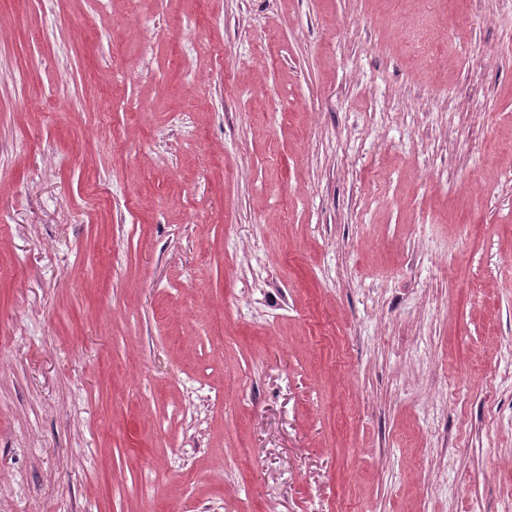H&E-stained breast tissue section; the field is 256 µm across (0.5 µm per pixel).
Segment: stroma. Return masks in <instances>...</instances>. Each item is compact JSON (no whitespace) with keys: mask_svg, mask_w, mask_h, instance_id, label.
Masks as SVG:
<instances>
[{"mask_svg":"<svg viewBox=\"0 0 512 512\" xmlns=\"http://www.w3.org/2000/svg\"><path fill=\"white\" fill-rule=\"evenodd\" d=\"M0 512H512V0H0Z\"/></svg>","mask_w":512,"mask_h":512,"instance_id":"1","label":"stroma"}]
</instances>
